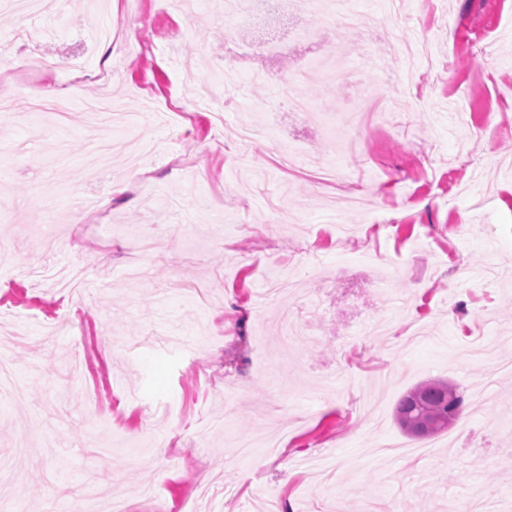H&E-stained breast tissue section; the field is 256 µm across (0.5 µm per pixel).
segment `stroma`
<instances>
[{"mask_svg": "<svg viewBox=\"0 0 512 512\" xmlns=\"http://www.w3.org/2000/svg\"><path fill=\"white\" fill-rule=\"evenodd\" d=\"M319 2L283 54L225 23L224 0L190 18L170 0L0 12V326L27 337L0 352L26 392L0 401V512H100L107 491L189 512L204 473L224 477L223 512L272 496L278 512H455L478 487L485 512H512V374L459 357L479 327L512 362V0H351L344 28ZM339 44L352 79L321 73L303 88L315 113L290 114L280 74ZM34 52L67 63L51 78L65 120L29 108L43 78L16 66ZM228 62L224 120L255 131L245 145L195 94ZM282 147L344 176L282 171ZM279 261L301 291L263 301ZM76 264L77 299L31 274ZM429 379L468 397L469 440L396 425ZM390 440L410 455H378Z\"/></svg>", "mask_w": 512, "mask_h": 512, "instance_id": "obj_1", "label": "stroma"}]
</instances>
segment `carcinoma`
<instances>
[{
  "label": "carcinoma",
  "mask_w": 512,
  "mask_h": 512,
  "mask_svg": "<svg viewBox=\"0 0 512 512\" xmlns=\"http://www.w3.org/2000/svg\"><path fill=\"white\" fill-rule=\"evenodd\" d=\"M464 406V395L457 387L441 380H429L410 390L398 402L396 421L405 427L403 418H417L423 411L431 412L440 425L432 434L448 430V420L459 418Z\"/></svg>",
  "instance_id": "obj_1"
}]
</instances>
